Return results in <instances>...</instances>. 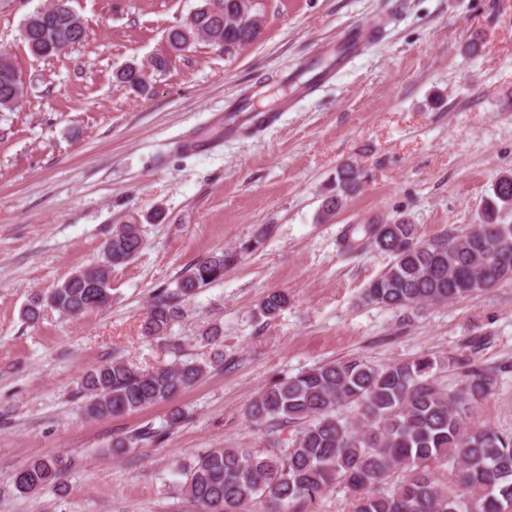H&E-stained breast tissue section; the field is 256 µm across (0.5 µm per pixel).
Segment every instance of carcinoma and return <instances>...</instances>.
Here are the masks:
<instances>
[{"instance_id": "cac0c4a2", "label": "carcinoma", "mask_w": 512, "mask_h": 512, "mask_svg": "<svg viewBox=\"0 0 512 512\" xmlns=\"http://www.w3.org/2000/svg\"><path fill=\"white\" fill-rule=\"evenodd\" d=\"M262 16L245 0H202L189 24L168 30L167 41L182 51L202 38L228 50L251 42ZM86 36L81 18L70 12L54 36L40 27L23 43L32 56L48 59ZM148 72L128 65L117 80L146 86ZM22 97L12 61L0 56V110ZM359 171H336L324 197L322 217L336 213L358 187ZM512 172L501 174L487 198L483 222L465 233L426 242L415 240L406 220L357 224L345 238L344 252L370 244L393 257L391 265L363 293L368 304L407 309L467 298L512 279ZM139 225L118 224L103 247L102 261L77 270L60 287L30 300L25 320L38 322L44 308L77 316L112 304L110 272L142 249ZM251 242L225 248L197 261L176 288L153 296L143 330L166 336L182 315L179 298L191 297L224 279ZM288 305V294L270 293L259 314L271 319ZM459 377L448 389L439 382L443 368ZM206 362H184L145 371L123 360L98 367L81 378L93 417L119 416L166 402L209 373ZM499 373L466 355H422L377 366L361 358L329 362L285 377L264 388L247 408L248 417L271 430L295 431L292 446L266 452L252 448H212L183 468L182 490L200 512H243L259 501L266 512H298L337 485L358 494L355 512H512V434L489 426L469 427L481 403L497 389ZM347 407L351 415L338 412ZM61 462L39 458L14 476L21 494L60 480Z\"/></svg>"}]
</instances>
